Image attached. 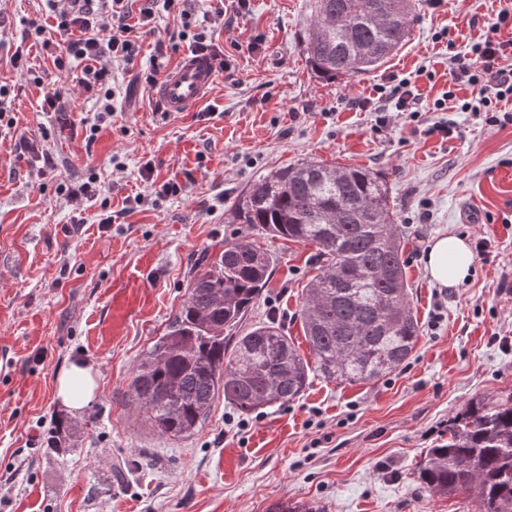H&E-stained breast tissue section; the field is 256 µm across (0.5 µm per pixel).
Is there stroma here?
Returning <instances> with one entry per match:
<instances>
[{
  "label": "stroma",
  "instance_id": "35a3bbf8",
  "mask_svg": "<svg viewBox=\"0 0 512 512\" xmlns=\"http://www.w3.org/2000/svg\"><path fill=\"white\" fill-rule=\"evenodd\" d=\"M409 36L376 70L316 81L300 39L311 0H249L207 14L228 64L190 112L160 111L143 80L157 41L181 28L160 0L133 66H116L110 123L90 133L94 97L59 75L35 84L12 63L52 69L21 39L52 26L43 0H0V83L12 125L0 126V512H265L284 500L324 512H474L466 496L420 488L414 471L474 399L512 396V125L432 109L448 90V48L480 39L499 0H411ZM414 80L416 117L377 109L391 77ZM57 95L45 112V94ZM455 120L446 139L431 131ZM305 158L385 175L403 248L410 307L422 334L411 358L370 385L312 378L294 401L243 415L217 400L195 434L145 427L128 400L131 369L181 311L199 258L233 238L240 192ZM96 176L98 198L70 202L60 185ZM178 194L166 195L164 183ZM144 204H135V195ZM112 222L100 224L102 210ZM474 250L469 279L438 287L431 240ZM277 255L245 321L276 315L302 355L299 312L318 272L315 246L265 239ZM82 360L97 373L79 413L56 401L55 377Z\"/></svg>",
  "mask_w": 512,
  "mask_h": 512
}]
</instances>
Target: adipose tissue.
Segmentation results:
<instances>
[{
  "instance_id": "1",
  "label": "adipose tissue",
  "mask_w": 512,
  "mask_h": 512,
  "mask_svg": "<svg viewBox=\"0 0 512 512\" xmlns=\"http://www.w3.org/2000/svg\"><path fill=\"white\" fill-rule=\"evenodd\" d=\"M473 261L464 238L444 234L430 244L425 270L439 287H454L468 279ZM96 391V375L91 366L81 361L71 363L56 378V396L72 410H82L94 399Z\"/></svg>"
}]
</instances>
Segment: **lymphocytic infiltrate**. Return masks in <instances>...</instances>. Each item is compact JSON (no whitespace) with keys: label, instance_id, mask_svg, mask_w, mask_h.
<instances>
[{"label":"lymphocytic infiltrate","instance_id":"f902f5d3","mask_svg":"<svg viewBox=\"0 0 512 512\" xmlns=\"http://www.w3.org/2000/svg\"><path fill=\"white\" fill-rule=\"evenodd\" d=\"M53 12L62 43L52 44L42 24L30 23L25 37L43 45H54L55 68L67 70L80 67L78 85L96 95L100 112L95 113L92 130H99L112 115L111 63L131 64L140 53L138 36L153 29L154 13L141 11L131 17L128 0H46ZM166 10L177 12L182 41L195 51L205 52L212 47L208 26L189 4V0H163ZM512 27V0L501 8L480 41L469 45L467 51L448 52V83L450 89L433 102L436 111L444 110L448 101H457L458 111L470 114L490 125L512 124L511 112L494 110V103L512 101V40H501L502 28ZM471 87V98L456 100L454 86Z\"/></svg>","mask_w":512,"mask_h":512}]
</instances>
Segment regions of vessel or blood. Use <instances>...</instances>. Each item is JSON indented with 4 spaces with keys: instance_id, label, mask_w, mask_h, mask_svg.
<instances>
[{
    "instance_id": "vessel-or-blood-1",
    "label": "vessel or blood",
    "mask_w": 512,
    "mask_h": 512,
    "mask_svg": "<svg viewBox=\"0 0 512 512\" xmlns=\"http://www.w3.org/2000/svg\"><path fill=\"white\" fill-rule=\"evenodd\" d=\"M216 76V64L209 53L189 52L159 78L153 95L166 112H189L204 99Z\"/></svg>"
}]
</instances>
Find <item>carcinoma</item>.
I'll list each match as a JSON object with an SVG mask.
<instances>
[{
    "label": "carcinoma",
    "mask_w": 512,
    "mask_h": 512,
    "mask_svg": "<svg viewBox=\"0 0 512 512\" xmlns=\"http://www.w3.org/2000/svg\"><path fill=\"white\" fill-rule=\"evenodd\" d=\"M410 14L409 0H314L301 40L311 74L329 84L377 69L404 45ZM227 223L246 235L204 264L168 333L132 369L129 401L153 431L194 434L221 396L245 415L288 403L313 376L376 383L412 355L421 328L409 306L404 236L380 174L304 159L252 183ZM252 232L317 249L320 272L300 310L310 361L274 317L240 333L275 264ZM416 480L431 493L470 498L475 512H512V396L471 402L448 424V438L427 450ZM267 512L320 510L281 501Z\"/></svg>",
    "instance_id": "carcinoma-1"
}]
</instances>
